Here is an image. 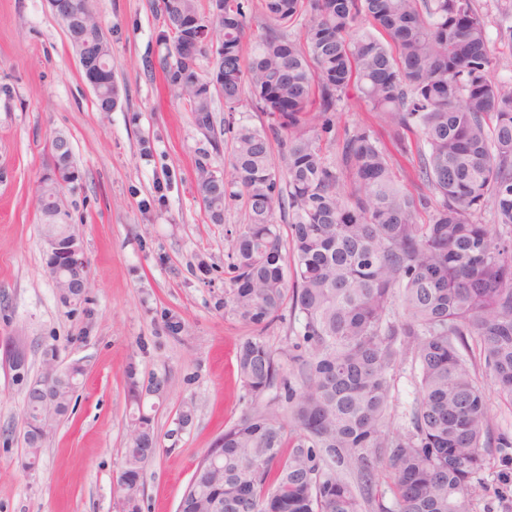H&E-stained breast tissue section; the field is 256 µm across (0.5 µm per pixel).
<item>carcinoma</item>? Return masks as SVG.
Here are the masks:
<instances>
[{"mask_svg": "<svg viewBox=\"0 0 512 512\" xmlns=\"http://www.w3.org/2000/svg\"><path fill=\"white\" fill-rule=\"evenodd\" d=\"M160 2L158 67L183 82L194 125L216 126L224 98L227 138L213 133L199 151L195 191L214 224L244 201L217 307L256 331L236 351L246 407L210 448L219 466L195 481L183 512H215L219 495L221 512H473L487 449L512 448L495 433L484 384L512 403V79L491 76L485 15L475 0H208L205 14L197 0ZM252 8L261 33L246 58ZM184 13L217 29L219 93L196 60L175 54L194 36ZM63 22L72 45H104L99 67L112 72L91 0H67ZM245 94L267 123L235 120ZM352 95L391 129V144L355 129L330 160L311 119L330 130ZM59 140L49 145L57 178L39 181V200L72 183ZM224 151L229 178L213 167ZM394 152L429 194L401 187ZM68 219L61 203L46 217L61 234L74 230ZM285 320L298 329L277 350L263 333ZM406 359L420 393L401 432L390 422L393 371ZM84 374L67 366L57 418ZM126 376L136 411L122 474L136 478L158 447L140 400L164 394L168 379L144 385L133 363ZM40 415L24 401L29 449L47 439ZM119 494L140 512L141 485L121 482Z\"/></svg>", "mask_w": 512, "mask_h": 512, "instance_id": "1", "label": "carcinoma"}]
</instances>
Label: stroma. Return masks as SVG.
Segmentation results:
<instances>
[{
	"instance_id": "35a3bbf8",
	"label": "stroma",
	"mask_w": 512,
	"mask_h": 512,
	"mask_svg": "<svg viewBox=\"0 0 512 512\" xmlns=\"http://www.w3.org/2000/svg\"><path fill=\"white\" fill-rule=\"evenodd\" d=\"M155 0H92L112 49L117 104L102 112L63 21L47 0H0V338L21 337L32 374L53 346L82 362L74 410L56 421L35 465L23 441L24 398L0 357V512H124L115 490L130 432L126 368L166 376L150 414L157 453L144 467L141 512H176L213 441L241 415L235 353L252 327L216 308L242 201L211 223L195 193L207 147L192 116L151 71L164 51ZM389 129L356 103L338 110L322 144L335 157L354 128ZM68 138L82 172L63 200L89 262L86 303L60 302L46 270L36 190L53 137ZM212 267L202 274L198 260ZM181 320L167 329L163 313ZM411 361L395 370L392 426L418 396ZM193 407L194 419L179 416ZM474 512H512V463L489 449Z\"/></svg>"
}]
</instances>
